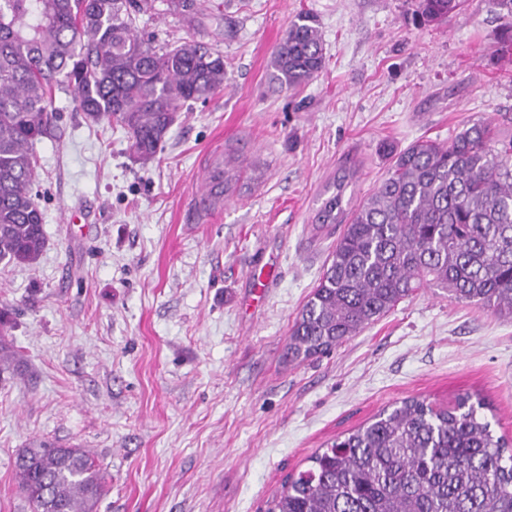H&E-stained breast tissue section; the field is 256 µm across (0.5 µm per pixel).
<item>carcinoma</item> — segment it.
Returning a JSON list of instances; mask_svg holds the SVG:
<instances>
[{"instance_id": "1", "label": "carcinoma", "mask_w": 512, "mask_h": 512, "mask_svg": "<svg viewBox=\"0 0 512 512\" xmlns=\"http://www.w3.org/2000/svg\"><path fill=\"white\" fill-rule=\"evenodd\" d=\"M205 0H168L200 22L165 50L137 33L151 0H0V261L34 263L46 234L35 202L36 142L53 138L55 94L92 123L124 129L143 164L178 112L224 87V54L204 41ZM469 0H417L419 24H438ZM324 66L316 19L292 20L272 57L280 88ZM342 185L320 209L334 224ZM512 318V139L482 118L442 145L397 153L378 189L351 215L318 285L298 313L288 359L324 354L420 288ZM21 364L0 334V376ZM461 394L451 408L411 397L318 449L287 477L267 512H512V450ZM34 512H96L103 477L90 454L46 442L15 461Z\"/></svg>"}]
</instances>
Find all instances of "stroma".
<instances>
[{
	"label": "stroma",
	"mask_w": 512,
	"mask_h": 512,
	"mask_svg": "<svg viewBox=\"0 0 512 512\" xmlns=\"http://www.w3.org/2000/svg\"><path fill=\"white\" fill-rule=\"evenodd\" d=\"M413 0H207L227 76L189 102L158 161L57 93L34 147L46 246L0 262V310L25 369L0 381V512H30L16 455L49 440L102 468L97 512H265L286 476L383 409L477 395L512 443V320L423 288L329 353L288 361L290 328L344 227L315 217L340 170L345 215L400 150L450 143L480 118L512 137V56L483 0L440 25ZM315 16L325 65L288 92L272 52ZM138 28L184 37L165 0ZM238 172L219 212L190 221L207 164Z\"/></svg>",
	"instance_id": "35a3bbf8"
}]
</instances>
